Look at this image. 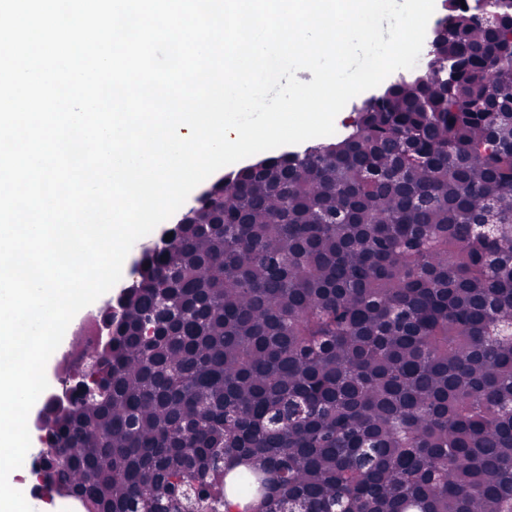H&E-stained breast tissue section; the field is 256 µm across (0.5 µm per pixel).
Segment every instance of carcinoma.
<instances>
[{
  "instance_id": "carcinoma-1",
  "label": "carcinoma",
  "mask_w": 512,
  "mask_h": 512,
  "mask_svg": "<svg viewBox=\"0 0 512 512\" xmlns=\"http://www.w3.org/2000/svg\"><path fill=\"white\" fill-rule=\"evenodd\" d=\"M233 170L145 250L70 402L88 512H512V17Z\"/></svg>"
}]
</instances>
